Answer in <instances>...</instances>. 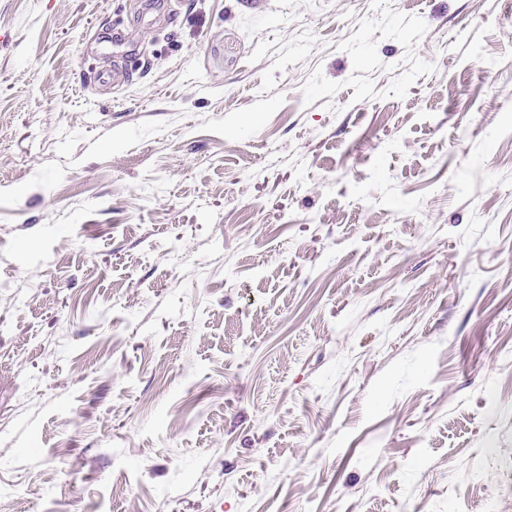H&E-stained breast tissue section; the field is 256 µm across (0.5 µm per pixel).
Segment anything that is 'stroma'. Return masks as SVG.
Returning <instances> with one entry per match:
<instances>
[{"label":"stroma","instance_id":"obj_1","mask_svg":"<svg viewBox=\"0 0 512 512\" xmlns=\"http://www.w3.org/2000/svg\"><path fill=\"white\" fill-rule=\"evenodd\" d=\"M0 512H512V0H0Z\"/></svg>","mask_w":512,"mask_h":512}]
</instances>
